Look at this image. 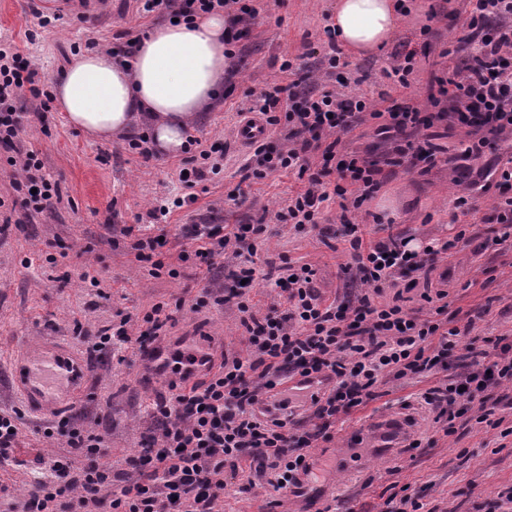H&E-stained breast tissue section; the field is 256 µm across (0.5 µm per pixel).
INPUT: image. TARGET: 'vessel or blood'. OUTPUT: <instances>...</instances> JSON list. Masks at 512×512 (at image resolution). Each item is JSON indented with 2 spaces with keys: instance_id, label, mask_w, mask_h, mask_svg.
<instances>
[{
  "instance_id": "b4317fda",
  "label": "vessel or blood",
  "mask_w": 512,
  "mask_h": 512,
  "mask_svg": "<svg viewBox=\"0 0 512 512\" xmlns=\"http://www.w3.org/2000/svg\"><path fill=\"white\" fill-rule=\"evenodd\" d=\"M241 146L261 143L268 128L261 116L245 115L235 130ZM88 365L59 341L46 339L32 352L17 357L9 369L8 389L34 413L59 415L84 395Z\"/></svg>"
}]
</instances>
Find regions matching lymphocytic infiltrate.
I'll return each mask as SVG.
<instances>
[{"label": "lymphocytic infiltrate", "mask_w": 512, "mask_h": 512, "mask_svg": "<svg viewBox=\"0 0 512 512\" xmlns=\"http://www.w3.org/2000/svg\"><path fill=\"white\" fill-rule=\"evenodd\" d=\"M143 9L187 23L217 9L227 11L228 45L242 39L257 14L248 0H143ZM473 36L478 45L466 65L438 78V94L446 105L430 117L389 94L383 96L382 108L368 110L363 100L329 84H309L302 68L284 61L290 82L252 94L253 111L268 125H284V141L274 154L265 145L256 146L248 165L255 180L274 168L305 177L304 190L278 212V220L300 227L317 223L323 203L335 196L342 200L340 223L351 224L354 212L380 188L384 167L420 166L427 172L436 167V148L416 139L420 129L434 123H460L475 131L512 128V0H475ZM52 101L51 93L37 85L29 60L18 49L0 47V149L13 148L30 113L50 111ZM366 111L380 122L384 150L371 157L341 151L339 133L350 130ZM315 150L322 157L317 169L308 160ZM7 162L17 172L14 190L25 193L29 208L42 211L54 188L41 161L29 152ZM334 173L340 178L335 185L329 181ZM478 176L486 188L499 192L490 218L500 227L494 238L499 245L512 238V196L506 192L512 169L493 176L482 170ZM195 238L200 242L196 257L209 265L218 257L236 260L246 248L241 234L219 225ZM351 249L356 299L326 302L314 286L315 270L288 264L275 280L285 309L273 307L260 315L248 303L238 304L248 358L222 359L196 380L191 370L195 355L175 353L177 379L152 412L160 430L152 446L132 459L125 484H114L111 468L101 464L108 449L101 436L72 418L45 428V437H66L69 448L86 462L76 469L67 457H52L48 474L21 512H224L225 474L245 475L256 456L269 465L265 477L270 486L298 488L301 475L310 470L304 450L327 439L333 418L374 400L381 374L399 380L447 369L460 335L447 319H422L397 304L377 306L369 296L397 276L433 267L438 249L413 251L400 237L367 244L358 236ZM163 311V305L153 306L134 335L123 322L104 329L94 351L109 350L116 340H157L167 325ZM466 357L463 377L426 394L450 424L475 408L479 422H487L492 390L512 380V346L502 345L494 356L471 347ZM295 378L330 387L328 393L310 396L318 420L314 428L293 431L287 420L259 411L274 389L280 392L277 409L289 408L300 393L291 384Z\"/></svg>", "instance_id": "lymphocytic-infiltrate-1"}]
</instances>
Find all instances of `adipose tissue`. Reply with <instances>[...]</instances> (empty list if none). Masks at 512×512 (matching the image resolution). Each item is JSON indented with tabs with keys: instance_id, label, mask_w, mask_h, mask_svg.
<instances>
[{
	"instance_id": "1",
	"label": "adipose tissue",
	"mask_w": 512,
	"mask_h": 512,
	"mask_svg": "<svg viewBox=\"0 0 512 512\" xmlns=\"http://www.w3.org/2000/svg\"><path fill=\"white\" fill-rule=\"evenodd\" d=\"M328 24L350 53H373L399 27L397 0H336ZM225 67L224 15L214 12L190 24L156 25L127 60L79 55L55 93L77 130L113 138L143 121L156 150L176 155L189 122L221 94Z\"/></svg>"
}]
</instances>
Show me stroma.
<instances>
[{
    "mask_svg": "<svg viewBox=\"0 0 512 512\" xmlns=\"http://www.w3.org/2000/svg\"><path fill=\"white\" fill-rule=\"evenodd\" d=\"M335 0H253L255 24L235 52L242 60L236 74L224 82V95L200 112L188 133L203 146L225 143L219 172L187 187L180 171L185 155L143 158L124 137L94 140L72 128L59 108L33 119L22 129L24 150L34 152L43 171L58 184L60 201L40 213L28 211L22 194L12 187L14 167L0 159V370H8L18 353L43 338H56L88 362L84 397L72 411L84 426L107 441L102 459L114 474L130 470L129 461L155 432L153 402L168 392V374L145 364L138 343L117 344L111 351H93L100 330L128 320L140 324L144 314L163 304L175 323L159 342L167 352L203 349L214 361L246 356V333L235 304H214L210 288H234L229 272L210 270L194 258L196 244L187 232L194 224L227 228L260 227L253 254L243 267L253 269L254 281L244 299L256 311L282 306L275 285L284 262L310 265L327 299L342 296L353 274L350 240L373 241L388 234L418 245H456L449 258H438L432 270L409 273L396 285L374 296L377 304H399L428 318L447 306L458 326L468 327L461 345L486 347L489 340L512 343V246L493 244L487 223L496 192L479 199L476 211L456 215L454 200L467 195L455 182L448 157L460 152L475 132L465 126L437 123L422 135L438 146L440 163L430 173L406 166L387 172L379 191L356 211V231L339 222V201L326 203L317 226L297 229L278 220L288 199L301 190L297 173L277 169L265 179H245L252 156L240 147L234 130L239 111L249 105V90L284 85L281 65L301 58L307 71L321 72L328 53L327 16ZM408 15L378 52L342 55L341 74L348 90L375 108L381 91L402 97L420 111L433 113L429 98L433 76L461 65L464 53L442 58V49L471 33L468 0H406ZM37 0H0V43L15 46L33 63L46 89L74 52H102L117 32L147 31L159 24L139 16L135 0H112L109 15L87 21L73 17L41 25L34 14ZM417 52L415 65L402 89L387 79L392 54L402 44ZM182 200L163 218L167 244V274L151 277L135 261L131 244L149 233L151 214L161 205ZM392 200L390 221L376 223L371 213ZM461 368L449 359L447 370L393 380L381 374L376 397L367 405L340 415L332 423L330 440L318 441L308 454L314 463L311 500L316 512H390L391 497H418L421 512H499L512 494V382L494 391L501 403L499 427L469 422L446 434L436 412L424 402L427 390L454 380ZM401 415L417 447L376 450L369 440L378 422ZM45 419L25 414L18 443L9 458L0 459V483L17 497L37 490L44 463L51 455L73 456L63 438L43 434ZM300 504L257 479L249 491L227 481L224 512H298Z\"/></svg>",
    "mask_w": 512,
    "mask_h": 512,
    "instance_id": "stroma-1",
    "label": "stroma"
}]
</instances>
